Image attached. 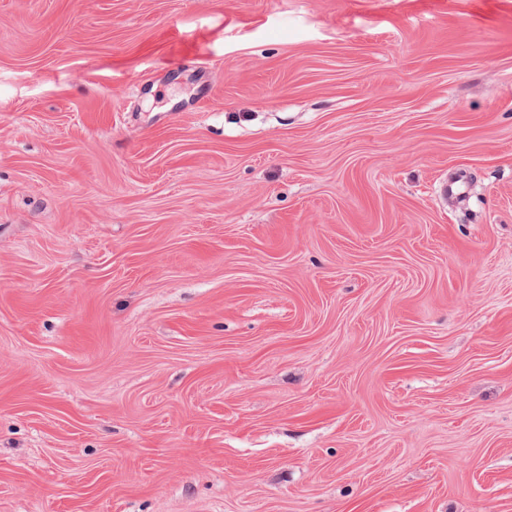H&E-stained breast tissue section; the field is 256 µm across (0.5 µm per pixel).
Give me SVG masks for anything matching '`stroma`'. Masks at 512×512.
Segmentation results:
<instances>
[{
  "mask_svg": "<svg viewBox=\"0 0 512 512\" xmlns=\"http://www.w3.org/2000/svg\"><path fill=\"white\" fill-rule=\"evenodd\" d=\"M0 512H512V0H0Z\"/></svg>",
  "mask_w": 512,
  "mask_h": 512,
  "instance_id": "stroma-1",
  "label": "stroma"
}]
</instances>
